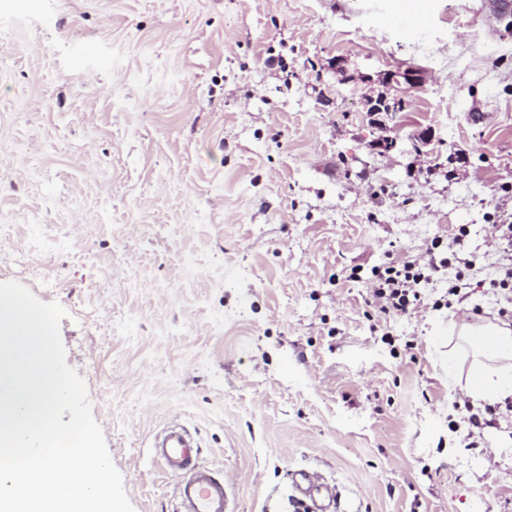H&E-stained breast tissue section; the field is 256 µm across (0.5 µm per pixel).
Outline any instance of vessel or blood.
Returning a JSON list of instances; mask_svg holds the SVG:
<instances>
[{
    "mask_svg": "<svg viewBox=\"0 0 512 512\" xmlns=\"http://www.w3.org/2000/svg\"><path fill=\"white\" fill-rule=\"evenodd\" d=\"M197 440L181 424L171 423L157 433L152 455L176 480L175 512H229L223 478L199 464Z\"/></svg>",
    "mask_w": 512,
    "mask_h": 512,
    "instance_id": "1",
    "label": "vessel or blood"
}]
</instances>
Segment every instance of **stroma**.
Returning <instances> with one entry per match:
<instances>
[{"mask_svg":"<svg viewBox=\"0 0 512 512\" xmlns=\"http://www.w3.org/2000/svg\"><path fill=\"white\" fill-rule=\"evenodd\" d=\"M483 2L426 0L402 38L400 0H0V282L64 308L135 512L173 510V420L232 512H303L301 470L330 512H512V410L448 343L512 308V12ZM378 94L405 99L381 126ZM436 237L464 300L452 264L380 317L352 267Z\"/></svg>","mask_w":512,"mask_h":512,"instance_id":"1","label":"stroma"}]
</instances>
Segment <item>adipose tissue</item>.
<instances>
[{"label":"adipose tissue","mask_w":512,"mask_h":512,"mask_svg":"<svg viewBox=\"0 0 512 512\" xmlns=\"http://www.w3.org/2000/svg\"><path fill=\"white\" fill-rule=\"evenodd\" d=\"M457 336L473 347V369L467 377L471 396L481 401L512 397V324L463 321Z\"/></svg>","instance_id":"1"}]
</instances>
